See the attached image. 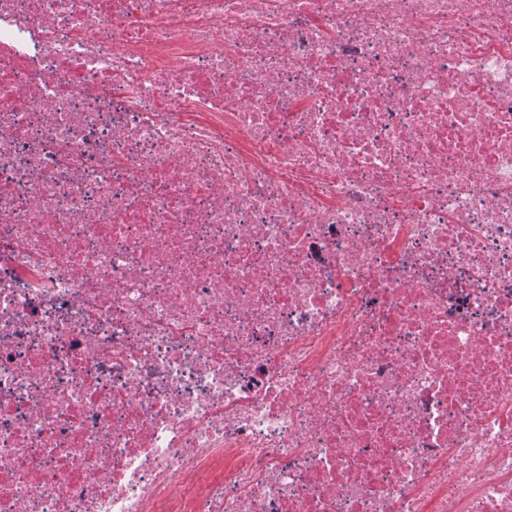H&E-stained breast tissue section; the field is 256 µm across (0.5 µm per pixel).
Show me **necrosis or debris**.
Masks as SVG:
<instances>
[{
  "label": "necrosis or debris",
  "mask_w": 512,
  "mask_h": 512,
  "mask_svg": "<svg viewBox=\"0 0 512 512\" xmlns=\"http://www.w3.org/2000/svg\"><path fill=\"white\" fill-rule=\"evenodd\" d=\"M0 512H512V0H0Z\"/></svg>",
  "instance_id": "1"
}]
</instances>
